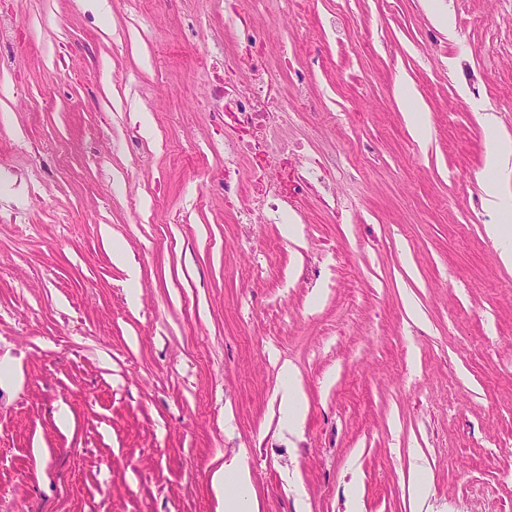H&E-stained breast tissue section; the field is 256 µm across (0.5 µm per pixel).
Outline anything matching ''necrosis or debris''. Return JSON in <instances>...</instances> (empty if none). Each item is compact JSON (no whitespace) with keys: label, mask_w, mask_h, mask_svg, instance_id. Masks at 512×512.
Instances as JSON below:
<instances>
[{"label":"necrosis or debris","mask_w":512,"mask_h":512,"mask_svg":"<svg viewBox=\"0 0 512 512\" xmlns=\"http://www.w3.org/2000/svg\"><path fill=\"white\" fill-rule=\"evenodd\" d=\"M277 77L262 55L255 54L250 65L238 72L243 90L232 95L220 87L211 99L214 111L224 115V194L237 198L238 220L243 224L266 222L268 213L278 212L289 196L302 195L319 184L321 171L336 162L335 156L327 154L289 164L288 143L277 135L279 120L287 109L268 96ZM239 156L246 157L257 174L255 197L243 195L233 176L231 165Z\"/></svg>","instance_id":"1"}]
</instances>
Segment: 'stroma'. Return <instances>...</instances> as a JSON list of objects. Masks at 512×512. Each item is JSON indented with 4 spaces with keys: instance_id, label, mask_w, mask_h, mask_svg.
Returning a JSON list of instances; mask_svg holds the SVG:
<instances>
[{
    "instance_id": "obj_1",
    "label": "stroma",
    "mask_w": 512,
    "mask_h": 512,
    "mask_svg": "<svg viewBox=\"0 0 512 512\" xmlns=\"http://www.w3.org/2000/svg\"><path fill=\"white\" fill-rule=\"evenodd\" d=\"M0 25V512H219L239 459L258 512H347L354 480L359 512H512L480 121L512 139V0H0ZM253 34L283 135L337 155L268 224L226 205L207 104ZM281 370L288 379V383L281 392L280 409L286 417L288 429L298 431L306 413L303 390L298 376L290 366L284 365Z\"/></svg>"
}]
</instances>
